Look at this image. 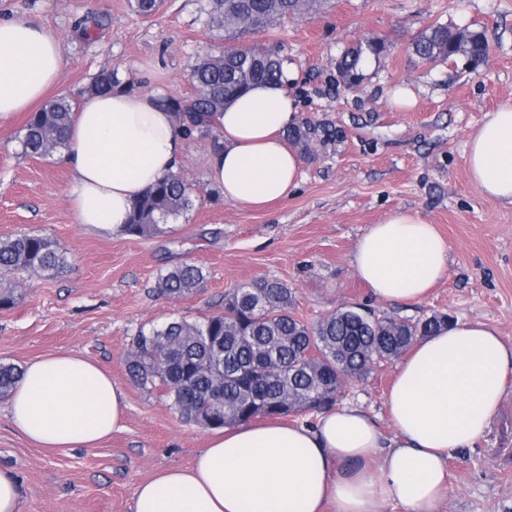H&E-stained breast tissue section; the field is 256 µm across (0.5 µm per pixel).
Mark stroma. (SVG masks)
I'll return each instance as SVG.
<instances>
[{
	"mask_svg": "<svg viewBox=\"0 0 512 512\" xmlns=\"http://www.w3.org/2000/svg\"><path fill=\"white\" fill-rule=\"evenodd\" d=\"M206 7L207 0H160L145 16L135 0H0L1 13L60 39L54 98L78 96L111 70L136 91L189 95L199 58L225 46L223 31L206 25ZM437 22L484 32L486 62L473 69L461 58L427 63L413 54L411 42ZM365 36L381 37L388 51L349 91L336 61ZM258 38L280 47L302 117L336 131L303 154L297 188L259 210L225 201L207 178L211 139L197 135L180 163L197 190L194 207L157 235L101 234L77 223L71 175L58 156L22 155L18 136L29 113L0 122V238L41 233L70 254L55 276L13 274L19 297L0 309V362L22 367L72 351L110 369L127 397L122 430L94 448L54 450L20 436L0 400V468L18 478L22 512H131L141 482L192 464L208 429L183 422L159 391L131 383L123 358L141 326L220 312L225 293L243 283H288L295 314L308 322L362 303L410 319L443 312L480 321L512 342V204L481 194L466 159L487 112L512 101V0H322ZM403 89L415 104L399 110L392 100ZM404 209L446 238L447 271L420 302L380 301L353 272V246L370 225ZM186 261L204 268V292L160 295L159 272ZM396 369L392 361L351 383L343 402L385 415ZM440 512H512V389L486 435L449 460Z\"/></svg>",
	"mask_w": 512,
	"mask_h": 512,
	"instance_id": "1",
	"label": "stroma"
}]
</instances>
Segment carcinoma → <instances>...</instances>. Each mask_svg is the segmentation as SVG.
<instances>
[{
	"instance_id": "1",
	"label": "carcinoma",
	"mask_w": 512,
	"mask_h": 512,
	"mask_svg": "<svg viewBox=\"0 0 512 512\" xmlns=\"http://www.w3.org/2000/svg\"><path fill=\"white\" fill-rule=\"evenodd\" d=\"M317 4L319 0H209L207 25L224 30L231 45L194 66L192 95L161 99L178 130L187 137L208 134L212 128L199 122L197 114L222 112L251 87L281 81L283 59L272 46L236 41L308 13ZM413 51L430 63L469 61L486 57L487 42L480 32L440 23L420 34ZM385 52V42L377 36L348 47L337 61L343 85L358 87L366 62ZM120 87L117 73L104 71L86 92L108 94ZM74 108V98L61 97L34 113L19 138L22 153L47 156L60 149ZM330 136L328 126L311 119L286 132L288 142L304 152ZM195 199L193 185L182 173H171L135 203L125 232L137 237L158 233L168 219L191 210ZM69 263L68 253L46 235L1 238L0 308L13 306L18 298L16 284L7 280L11 273L50 277ZM206 280L203 267L184 262L159 273L157 288L182 298L204 291ZM294 300L293 289L278 279L244 283L225 296L221 313L140 328L124 359L126 372L136 386L160 390L182 420L201 428L319 414L337 405L346 382L367 379L374 368L398 359L417 339L451 322L442 313L411 320L353 304L308 323L295 315ZM21 372L14 364L0 363V398L9 394Z\"/></svg>"
}]
</instances>
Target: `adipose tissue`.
<instances>
[{
	"label": "adipose tissue",
	"instance_id": "1",
	"mask_svg": "<svg viewBox=\"0 0 512 512\" xmlns=\"http://www.w3.org/2000/svg\"><path fill=\"white\" fill-rule=\"evenodd\" d=\"M61 44L48 29L0 16V121L30 111L57 82ZM299 121L281 83L253 86L213 116L222 142L208 178L246 208L287 198L301 158L282 138ZM154 92L116 90L79 101L61 157L78 223L120 232L132 206L184 152ZM474 186L512 204V103L487 114L466 145ZM449 245L418 212L371 225L352 266L374 298L418 302L445 274ZM512 387V344L482 322H455L418 340L387 400L388 427L354 405L315 422L239 423L213 430L192 467L138 486L132 512H436L452 453L485 434ZM14 430L45 448H92L119 429L123 386L99 363L68 351L28 363L6 399Z\"/></svg>",
	"mask_w": 512,
	"mask_h": 512
}]
</instances>
